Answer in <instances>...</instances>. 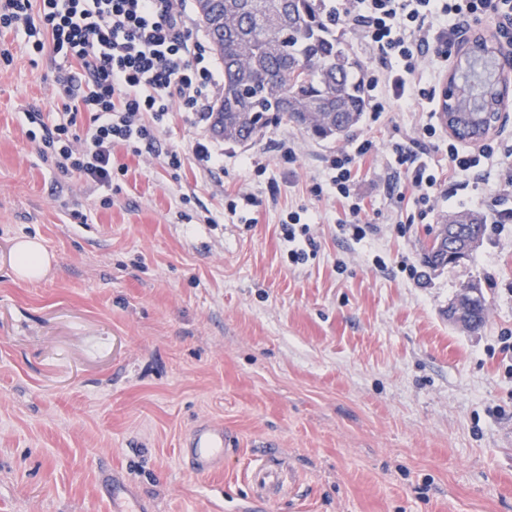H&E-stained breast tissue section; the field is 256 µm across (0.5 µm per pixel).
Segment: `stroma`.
Returning a JSON list of instances; mask_svg holds the SVG:
<instances>
[{"label": "stroma", "instance_id": "stroma-1", "mask_svg": "<svg viewBox=\"0 0 512 512\" xmlns=\"http://www.w3.org/2000/svg\"><path fill=\"white\" fill-rule=\"evenodd\" d=\"M22 42L0 36V512H112L116 491L143 512H239L259 495L263 512H512V223L461 264H425L443 216L492 217L498 164L443 179L423 222L396 202L387 152L419 137L417 104L338 142L284 121L249 145L177 110L152 149L115 148L107 192L29 136L24 112L60 101L53 59ZM204 138L222 166L196 161ZM362 139L358 241L327 183L330 157ZM242 192L259 201L250 224L228 209ZM292 211L315 243L299 265ZM22 236L54 257L42 279L13 276ZM471 284L487 304L476 333L448 319ZM204 421L232 446L198 475L184 440ZM303 215V216H302ZM307 218L304 216V212H291L288 214V223L282 224L283 235L285 240L288 243H296L298 240L297 228L296 226H301V234L300 236H304V240L301 242L298 241V245L296 248H292L288 250V253L293 261V263L299 264L304 263L308 259V253L305 247H314L312 240L310 237H306L307 234Z\"/></svg>", "mask_w": 512, "mask_h": 512}]
</instances>
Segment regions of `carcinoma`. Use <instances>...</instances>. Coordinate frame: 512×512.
Instances as JSON below:
<instances>
[{
    "mask_svg": "<svg viewBox=\"0 0 512 512\" xmlns=\"http://www.w3.org/2000/svg\"><path fill=\"white\" fill-rule=\"evenodd\" d=\"M224 23L198 18L211 42H224V85L213 127L227 141L255 143L287 120L322 141L342 140L367 107L361 66L336 35L326 0H196ZM312 112L332 121L313 122ZM447 224L485 236L480 214L452 212Z\"/></svg>",
    "mask_w": 512,
    "mask_h": 512,
    "instance_id": "cac0c4a2",
    "label": "carcinoma"
}]
</instances>
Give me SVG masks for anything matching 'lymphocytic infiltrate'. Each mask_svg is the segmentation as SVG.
Returning <instances> with one entry per match:
<instances>
[{
	"label": "lymphocytic infiltrate",
	"mask_w": 512,
	"mask_h": 512,
	"mask_svg": "<svg viewBox=\"0 0 512 512\" xmlns=\"http://www.w3.org/2000/svg\"><path fill=\"white\" fill-rule=\"evenodd\" d=\"M335 11L337 22L359 29L378 61L363 76L371 120L393 100L414 101L426 114L421 140L391 148L420 219L432 212L441 185L436 154H445L449 171L459 176L481 174L495 155L512 156V145L497 140L461 148L443 138L432 119L436 79L447 70L464 24L493 17L501 33L510 34L512 0H338ZM2 30L23 34L27 54L39 56L49 47L60 58L55 83L62 111L25 118L39 128L41 154L63 174L111 188L115 147L136 153L153 143L176 107L203 121L211 117L212 61L169 0H0ZM76 67L87 77L81 88L74 85ZM371 149L364 140L329 161L330 189L346 204L357 238L365 230L352 164Z\"/></svg>",
	"instance_id": "obj_1"
}]
</instances>
